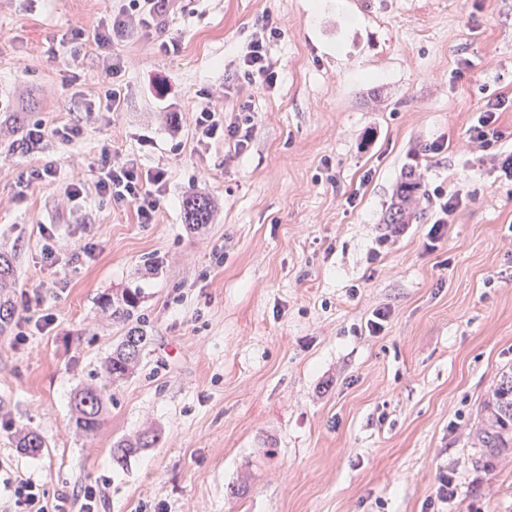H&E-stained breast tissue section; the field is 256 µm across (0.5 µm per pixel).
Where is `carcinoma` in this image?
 Returning <instances> with one entry per match:
<instances>
[{"label":"carcinoma","instance_id":"carcinoma-1","mask_svg":"<svg viewBox=\"0 0 512 512\" xmlns=\"http://www.w3.org/2000/svg\"><path fill=\"white\" fill-rule=\"evenodd\" d=\"M419 182L414 173L407 172L400 186V204L390 215V223H403L405 208L403 204L418 190ZM212 202L203 193H191L183 200L184 220L192 229H198L209 223ZM14 282V258L0 252V333L10 323L14 307L9 297V289ZM141 289L124 288L121 291L101 298V310L110 317L127 322L139 308ZM151 341L141 326H131L124 336L112 345V352L103 364L104 384H90L78 390L70 403L74 424L77 429L88 435H94L101 428L107 407L112 403V394L106 390V384L117 385L128 380L138 369L144 353ZM484 418L477 430V439L483 448V455L500 458L512 454V374H503L484 402ZM160 438L159 433L147 429L135 438H121L112 445L113 464L124 467L131 456L142 448L154 446ZM17 444L24 453L35 456L44 447L42 437L32 430H21L17 435Z\"/></svg>","mask_w":512,"mask_h":512}]
</instances>
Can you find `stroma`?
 Returning a JSON list of instances; mask_svg holds the SVG:
<instances>
[{"label":"stroma","mask_w":512,"mask_h":512,"mask_svg":"<svg viewBox=\"0 0 512 512\" xmlns=\"http://www.w3.org/2000/svg\"><path fill=\"white\" fill-rule=\"evenodd\" d=\"M123 3L0 0V113L83 127L30 156L0 133V250L15 256L14 298L42 299L0 335V512L18 476L65 512L89 486L99 512H430L443 474L447 512H512V457L478 464L473 439L512 369V180L467 138L501 96L498 148L512 151V0H183L101 50ZM267 16L282 27L272 86L243 72ZM76 26L74 60L61 42ZM107 54L126 61L121 103L91 122L116 82ZM211 101L228 120L250 102L244 152L198 144L193 116ZM105 146L166 170L155 223L94 190ZM47 159L55 177L21 188ZM410 171L420 188L396 235L386 219ZM77 180L84 196L66 203ZM438 186L468 199L432 249ZM190 191L215 202L195 232ZM127 287L142 290L151 344L92 437L69 401L127 331L99 307ZM377 309L389 318L374 335ZM147 427L157 444L113 466V441ZM20 428L43 437L39 457L17 448Z\"/></svg>","instance_id":"obj_1"}]
</instances>
